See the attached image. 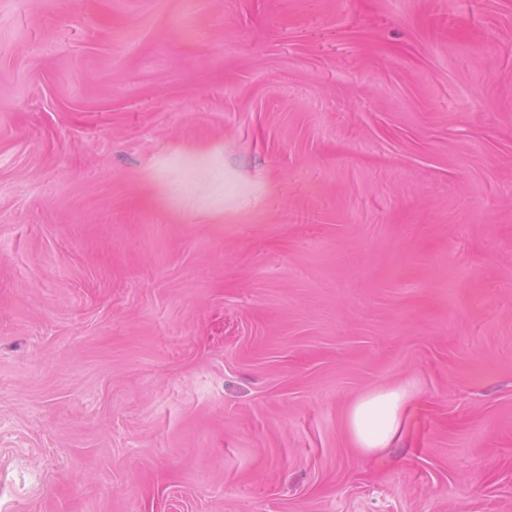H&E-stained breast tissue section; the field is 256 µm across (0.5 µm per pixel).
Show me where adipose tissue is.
Returning <instances> with one entry per match:
<instances>
[{
    "label": "adipose tissue",
    "instance_id": "1",
    "mask_svg": "<svg viewBox=\"0 0 512 512\" xmlns=\"http://www.w3.org/2000/svg\"><path fill=\"white\" fill-rule=\"evenodd\" d=\"M167 152L195 161L200 167V177L194 184L178 182L167 186L173 206L193 201L196 215L207 217L214 224L223 223L224 205L210 192L211 165L223 154V143L193 146L174 143L168 146ZM410 400V389L400 386L374 390L354 401L346 415V430L354 448L365 454H376L397 442L403 433L404 415Z\"/></svg>",
    "mask_w": 512,
    "mask_h": 512
}]
</instances>
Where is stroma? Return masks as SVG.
<instances>
[{"label": "stroma", "instance_id": "obj_1", "mask_svg": "<svg viewBox=\"0 0 512 512\" xmlns=\"http://www.w3.org/2000/svg\"><path fill=\"white\" fill-rule=\"evenodd\" d=\"M0 512H512V0H0ZM167 152L171 156L182 157L195 161L201 171L200 177L193 185L176 182L168 185L167 195L174 207H180L184 200H195L193 210L197 216H206L212 224L224 221V204L220 203L217 194H211L212 163L224 153L222 142H213L205 145L186 146L174 143L168 146ZM411 397L410 389L400 386L374 390L354 401L346 415V430L354 448L377 454L397 442Z\"/></svg>", "mask_w": 512, "mask_h": 512}]
</instances>
